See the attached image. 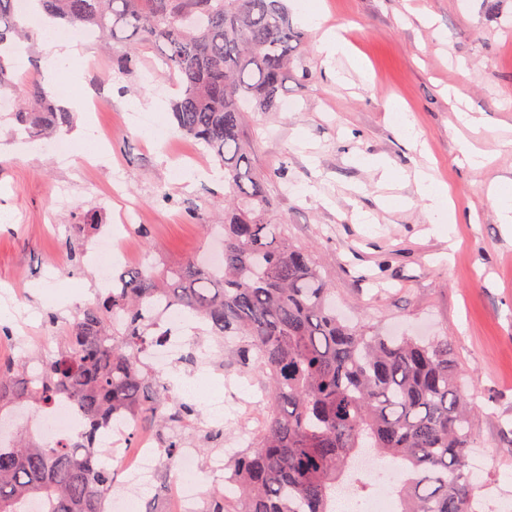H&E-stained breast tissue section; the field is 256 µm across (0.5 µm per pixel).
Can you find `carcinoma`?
Here are the masks:
<instances>
[{
	"instance_id": "1",
	"label": "carcinoma",
	"mask_w": 512,
	"mask_h": 512,
	"mask_svg": "<svg viewBox=\"0 0 512 512\" xmlns=\"http://www.w3.org/2000/svg\"><path fill=\"white\" fill-rule=\"evenodd\" d=\"M43 20L110 38L131 58L157 47L176 87L172 116L183 135L224 164V217L207 224L224 247L221 268L191 258L177 267L129 268L73 314L58 353L29 377L0 364V412L65 400L85 422L82 442L49 445L20 428L0 446V512H105L112 466L100 430L136 415L166 436L165 464L188 442L197 408L166 393L145 361L162 341V308L173 306L221 344L256 353L268 383L265 427L233 463V478L204 495L203 512H336L338 494L365 493L362 455L404 464L400 512H479L470 449V396L448 338L384 336L336 315L333 288L311 251L275 222V199L242 138L244 112H278L301 37L286 0H33ZM18 0H0V115L10 132L47 138L71 113L41 81L16 91L7 47L27 39Z\"/></svg>"
}]
</instances>
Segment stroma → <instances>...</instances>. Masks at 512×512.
<instances>
[{
	"label": "stroma",
	"mask_w": 512,
	"mask_h": 512,
	"mask_svg": "<svg viewBox=\"0 0 512 512\" xmlns=\"http://www.w3.org/2000/svg\"><path fill=\"white\" fill-rule=\"evenodd\" d=\"M301 2L288 0L303 40L281 92L296 107L246 113L252 166L267 179L286 236L314 248L341 314L384 332L449 338L451 357L477 390L475 434L489 459L476 476L479 495L490 512H512V233L488 193L512 185V0L493 13L485 0H312L325 25L345 27L353 58L369 70L366 84L351 58L324 57ZM84 46V83L68 85L67 95L91 87L102 96L99 114H75L56 138L91 124L106 137L115 171L83 159L60 162L45 141L0 137V212L9 216L0 222V285L14 289L12 317L24 323L0 341V355L17 364L55 356L73 311L108 286L91 260L99 231L76 232L85 215L101 229L126 223V201L137 199L140 219L127 224L131 264L149 267L209 252L200 221L224 211L222 184L172 178L173 161L191 151L212 169L220 163L176 133L172 81L157 49L142 45L123 65L111 40L94 36ZM143 95L157 102L168 148L152 147L141 113L128 107ZM394 98L417 142L399 134V115L386 109ZM459 108L479 119L477 130L458 124ZM464 139L487 152L485 167L469 166ZM372 158L388 162L393 179L380 181ZM418 167L447 185L460 223H435L412 179ZM360 213L368 223L356 222ZM62 284L72 296L60 308L47 294ZM50 311L59 316L52 331ZM210 371L213 382L235 384L224 393L225 443L242 431L256 436L264 378L229 349L215 353Z\"/></svg>",
	"instance_id": "obj_1"
}]
</instances>
